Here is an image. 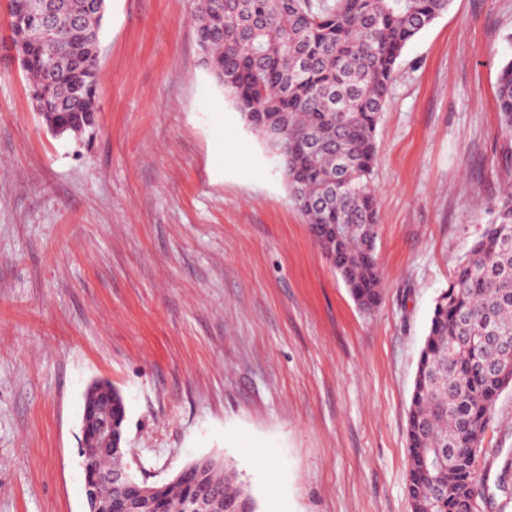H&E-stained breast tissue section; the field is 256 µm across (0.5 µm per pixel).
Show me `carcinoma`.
Returning <instances> with one entry per match:
<instances>
[{
    "instance_id": "obj_1",
    "label": "carcinoma",
    "mask_w": 512,
    "mask_h": 512,
    "mask_svg": "<svg viewBox=\"0 0 512 512\" xmlns=\"http://www.w3.org/2000/svg\"><path fill=\"white\" fill-rule=\"evenodd\" d=\"M14 46L26 57L31 100L47 124L81 134L95 123L100 19L87 0H53L51 38L25 24L30 0H8ZM450 0H200L194 14L208 50L204 63L248 127L259 137L281 130L278 145L295 205L329 264L359 309L382 296L375 261L378 198L371 174L375 131L405 46ZM504 131L512 133V60L497 77ZM312 139L316 148L305 147ZM493 220L438 296L420 353L408 415L406 488L411 512H477L479 459L494 405L512 388L500 366L512 365V191L494 202ZM92 412L112 408L113 434L123 441L126 406L88 401ZM450 449L448 462L426 458ZM96 469L95 512H133L99 475L112 451L90 449ZM441 493L436 494L433 486ZM499 489L512 495V458L503 460ZM218 498L223 512H258L236 472L186 477L178 489L158 488L153 512H191Z\"/></svg>"
}]
</instances>
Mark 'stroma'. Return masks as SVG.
Instances as JSON below:
<instances>
[{
	"mask_svg": "<svg viewBox=\"0 0 512 512\" xmlns=\"http://www.w3.org/2000/svg\"><path fill=\"white\" fill-rule=\"evenodd\" d=\"M195 0H108L96 123L57 136L0 59V512H86L84 394L121 392L137 479L215 456L259 512H411L408 410L434 302L512 179L495 90L512 0H451L376 128L382 302L358 309L279 163L202 60ZM480 512L512 452V389Z\"/></svg>",
	"mask_w": 512,
	"mask_h": 512,
	"instance_id": "stroma-1",
	"label": "stroma"
}]
</instances>
